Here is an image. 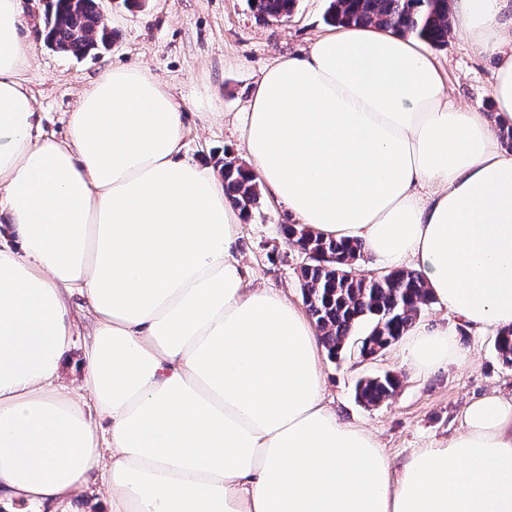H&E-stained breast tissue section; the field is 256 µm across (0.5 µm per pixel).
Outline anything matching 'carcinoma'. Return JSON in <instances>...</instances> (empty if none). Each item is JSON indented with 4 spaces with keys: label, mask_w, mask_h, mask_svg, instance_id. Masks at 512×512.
Listing matches in <instances>:
<instances>
[{
    "label": "carcinoma",
    "mask_w": 512,
    "mask_h": 512,
    "mask_svg": "<svg viewBox=\"0 0 512 512\" xmlns=\"http://www.w3.org/2000/svg\"><path fill=\"white\" fill-rule=\"evenodd\" d=\"M450 0H330L331 25L377 26L402 36H415L434 47L448 43ZM298 0H254L263 20L290 17ZM114 32L103 16L99 0H54L45 23V41L76 57L112 44ZM224 192L247 216L260 203L261 191L247 169L232 161L223 165ZM288 237L314 258L300 267L303 304L331 354L349 349L359 357L392 345L434 297L418 274L405 268L376 276H359L355 265L364 253L360 242L324 238L302 224L284 226ZM494 347L502 363L512 368V328L497 331ZM401 386L390 372L358 381L356 398L376 407L393 398Z\"/></svg>",
    "instance_id": "carcinoma-1"
}]
</instances>
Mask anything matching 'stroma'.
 Instances as JSON below:
<instances>
[{
	"instance_id": "35a3bbf8",
	"label": "stroma",
	"mask_w": 512,
	"mask_h": 512,
	"mask_svg": "<svg viewBox=\"0 0 512 512\" xmlns=\"http://www.w3.org/2000/svg\"><path fill=\"white\" fill-rule=\"evenodd\" d=\"M34 57L23 78L32 90L47 131L65 136L67 117L82 91L107 67H141L163 83L184 112V152L213 166L224 157L245 162L240 139L243 111L263 70L275 60L306 49L327 26L328 0H299L291 17L263 22L250 0H147L128 11L120 0H100L115 31L112 45L82 59L48 47L44 0H26ZM446 86L456 101L487 112L492 107L493 64L463 40L449 36L434 48ZM287 209L261 197L245 220L236 250L252 281L284 291L301 302V255L282 231L292 223ZM431 328L454 327L459 362L420 377L404 364L397 347L377 359L326 356V404L346 422L372 431L385 455L401 465L410 453L457 433L459 413L474 398L497 391L512 396V368L494 349L495 329L474 334L456 325L442 303L431 304L417 320ZM391 372L399 376L396 395L379 406L364 407L355 397L359 379Z\"/></svg>"
}]
</instances>
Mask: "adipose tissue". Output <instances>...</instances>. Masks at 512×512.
I'll return each mask as SVG.
<instances>
[{"instance_id":"obj_1","label":"adipose tissue","mask_w":512,"mask_h":512,"mask_svg":"<svg viewBox=\"0 0 512 512\" xmlns=\"http://www.w3.org/2000/svg\"><path fill=\"white\" fill-rule=\"evenodd\" d=\"M494 57V113L446 91L426 42L336 25L267 67L241 128L249 171L298 223L418 273L459 324L512 326V0H454ZM23 0H0V512H512V397L393 468L325 403L320 332L248 284L241 212L183 152L180 104L139 68L81 94L47 134L22 78ZM92 320L79 385L62 369L71 300ZM451 333L409 329L415 373Z\"/></svg>"}]
</instances>
